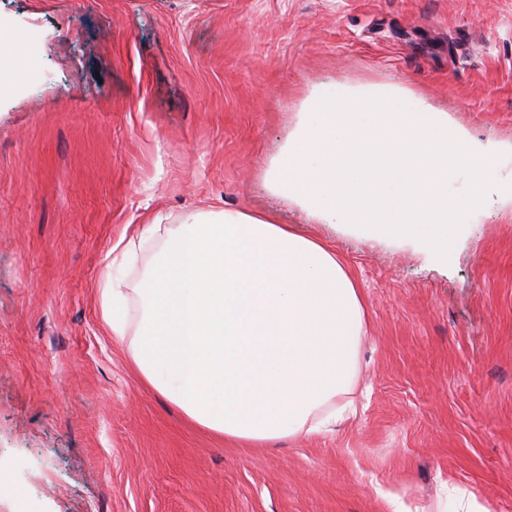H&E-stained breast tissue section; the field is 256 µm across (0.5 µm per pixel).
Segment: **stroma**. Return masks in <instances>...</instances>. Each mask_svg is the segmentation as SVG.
I'll return each mask as SVG.
<instances>
[{
    "instance_id": "stroma-1",
    "label": "stroma",
    "mask_w": 512,
    "mask_h": 512,
    "mask_svg": "<svg viewBox=\"0 0 512 512\" xmlns=\"http://www.w3.org/2000/svg\"><path fill=\"white\" fill-rule=\"evenodd\" d=\"M0 471L39 512H391L453 480L512 512V207L448 263L309 224L266 174L313 88H405L498 143L512 0H0ZM241 210L336 251L366 322L354 418L249 448L148 388L101 315L113 246Z\"/></svg>"
}]
</instances>
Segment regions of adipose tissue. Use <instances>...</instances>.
Wrapping results in <instances>:
<instances>
[{
    "instance_id": "adipose-tissue-1",
    "label": "adipose tissue",
    "mask_w": 512,
    "mask_h": 512,
    "mask_svg": "<svg viewBox=\"0 0 512 512\" xmlns=\"http://www.w3.org/2000/svg\"><path fill=\"white\" fill-rule=\"evenodd\" d=\"M134 287L105 273L104 323L143 380L204 430L252 448L343 421L364 329L361 291L335 253L243 211L148 224Z\"/></svg>"
}]
</instances>
